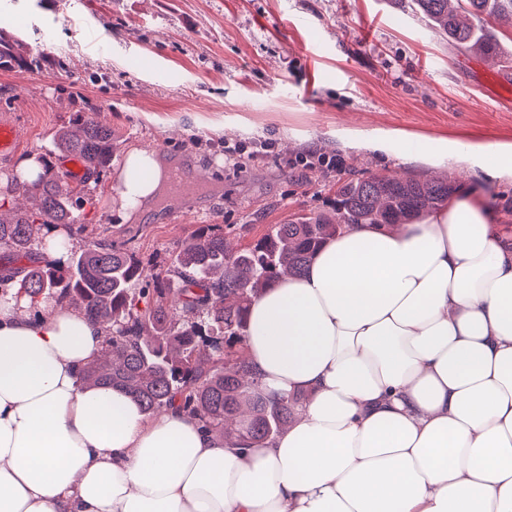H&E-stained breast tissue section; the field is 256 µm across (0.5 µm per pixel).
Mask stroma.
Listing matches in <instances>:
<instances>
[{"instance_id":"1","label":"stroma","mask_w":512,"mask_h":512,"mask_svg":"<svg viewBox=\"0 0 512 512\" xmlns=\"http://www.w3.org/2000/svg\"><path fill=\"white\" fill-rule=\"evenodd\" d=\"M0 30L64 60L42 84L0 68V115L21 141L0 174L42 156L82 105L112 129V162L88 183L97 203L76 247L105 235L163 268L198 225H223L243 245L291 214L328 210L337 182L372 174L448 176L512 229V179L404 150L416 138L512 148L510 23L490 24L492 59L451 47L413 0H0ZM265 140L275 148L261 160L239 169L224 159L225 143ZM135 147L210 189L125 219L114 185ZM307 151L343 165L284 168Z\"/></svg>"}]
</instances>
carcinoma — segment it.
Segmentation results:
<instances>
[{"label":"carcinoma","mask_w":512,"mask_h":512,"mask_svg":"<svg viewBox=\"0 0 512 512\" xmlns=\"http://www.w3.org/2000/svg\"><path fill=\"white\" fill-rule=\"evenodd\" d=\"M417 10L448 35L458 49L498 53L497 41L480 21L512 17V0H414ZM44 58L26 54L18 40L0 35V68L40 67ZM81 134L59 130L41 159L33 181L15 171L0 176V195H25L28 209L0 217L4 264L25 259L20 279L0 276V293L32 304L67 302L112 327L104 354L81 372L85 390L111 387L129 394L152 415L175 407L197 417L213 435L231 444L257 445L281 434L291 423L297 400L276 398L253 377L244 344L251 303L281 275L301 274L312 257L353 224L391 230L448 206L455 191L446 178L409 179L370 175L344 180L328 212L296 213L272 224L247 246L232 251L224 226L201 224L182 243L167 267L147 275L135 249L106 236L54 261L34 263L37 250L59 248L47 242L50 226L69 238L81 224L84 206L93 204L87 179L112 162V128L86 110L74 113ZM81 158L87 178L65 184L49 160L55 151ZM150 287L134 291L135 282Z\"/></svg>","instance_id":"1"}]
</instances>
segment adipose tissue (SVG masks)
I'll list each match as a JSON object with an SVG mask.
<instances>
[{"mask_svg":"<svg viewBox=\"0 0 512 512\" xmlns=\"http://www.w3.org/2000/svg\"><path fill=\"white\" fill-rule=\"evenodd\" d=\"M163 165L132 149L126 214ZM481 201L353 225L250 306L245 354L288 429L225 447L78 372L109 329L0 300V512H512V243Z\"/></svg>","mask_w":512,"mask_h":512,"instance_id":"adipose-tissue-1","label":"adipose tissue"}]
</instances>
